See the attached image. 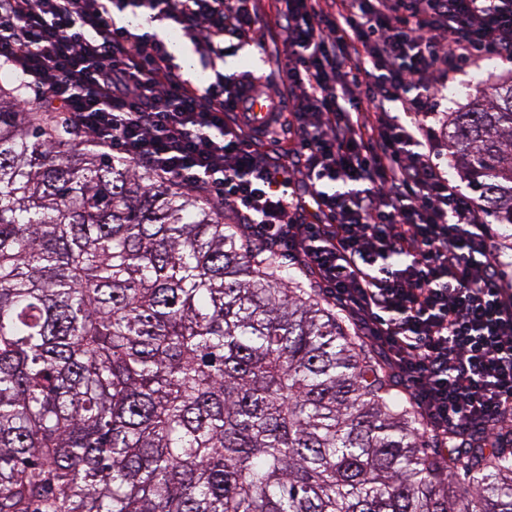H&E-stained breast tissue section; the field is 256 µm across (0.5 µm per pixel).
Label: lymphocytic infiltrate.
<instances>
[{
    "instance_id": "f902f5d3",
    "label": "lymphocytic infiltrate",
    "mask_w": 512,
    "mask_h": 512,
    "mask_svg": "<svg viewBox=\"0 0 512 512\" xmlns=\"http://www.w3.org/2000/svg\"><path fill=\"white\" fill-rule=\"evenodd\" d=\"M277 2L299 140L275 158L224 72L227 39L258 28L255 0H0V66L40 108L295 255L407 383L430 434L498 443L512 428V290L475 198L433 160L431 123L445 110L435 73L488 53L512 62V0ZM126 12L179 26L213 81L194 86L158 33L118 24Z\"/></svg>"
}]
</instances>
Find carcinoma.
Segmentation results:
<instances>
[{"label":"carcinoma","instance_id":"1","mask_svg":"<svg viewBox=\"0 0 512 512\" xmlns=\"http://www.w3.org/2000/svg\"><path fill=\"white\" fill-rule=\"evenodd\" d=\"M0 86V512H512L224 209ZM448 148L512 224V83ZM463 471L457 480L453 473Z\"/></svg>","mask_w":512,"mask_h":512}]
</instances>
